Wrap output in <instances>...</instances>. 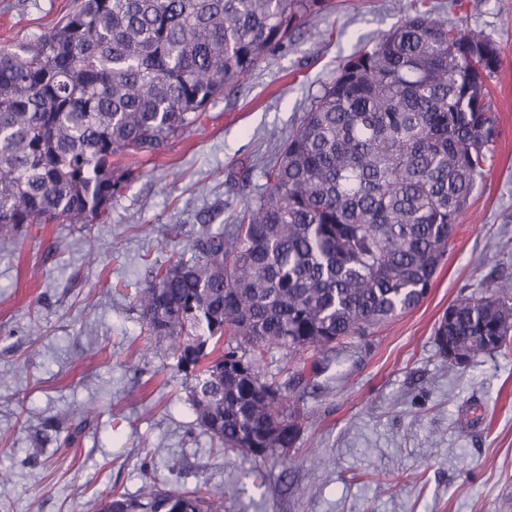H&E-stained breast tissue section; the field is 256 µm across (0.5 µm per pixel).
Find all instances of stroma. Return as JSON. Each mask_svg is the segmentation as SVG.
Listing matches in <instances>:
<instances>
[{"label": "stroma", "instance_id": "obj_1", "mask_svg": "<svg viewBox=\"0 0 512 512\" xmlns=\"http://www.w3.org/2000/svg\"><path fill=\"white\" fill-rule=\"evenodd\" d=\"M335 2L200 123L135 159L103 218L32 225L0 251V470L12 474L0 512H87L102 493L132 497L150 483L220 489L228 512H512V350L452 369L433 339L450 305L512 279V0H441L445 17L501 49L494 158L420 305L352 337L297 385L293 448L225 455L197 425L175 358L137 355L150 335L134 295L151 267L202 225L228 227L263 185L253 177L245 192L236 178L295 127L343 57L409 5ZM72 5L0 0V48L48 35ZM77 405L95 409L81 430Z\"/></svg>", "mask_w": 512, "mask_h": 512}]
</instances>
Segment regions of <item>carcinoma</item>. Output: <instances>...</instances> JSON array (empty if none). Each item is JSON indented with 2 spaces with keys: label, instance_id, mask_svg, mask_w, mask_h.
I'll use <instances>...</instances> for the list:
<instances>
[{
  "label": "carcinoma",
  "instance_id": "1",
  "mask_svg": "<svg viewBox=\"0 0 512 512\" xmlns=\"http://www.w3.org/2000/svg\"><path fill=\"white\" fill-rule=\"evenodd\" d=\"M328 0H78L31 47L0 50V246L31 224L102 216L151 155L288 43ZM492 37L434 17L429 0L345 58L261 167L262 191L228 228L202 230L135 300L190 383L198 426L220 446L291 448L298 401L259 373L265 351L316 376L350 336L426 296L498 137ZM451 306L440 354L512 345V284ZM247 338L253 353L224 346ZM90 512H225L206 486L112 491Z\"/></svg>",
  "mask_w": 512,
  "mask_h": 512
}]
</instances>
